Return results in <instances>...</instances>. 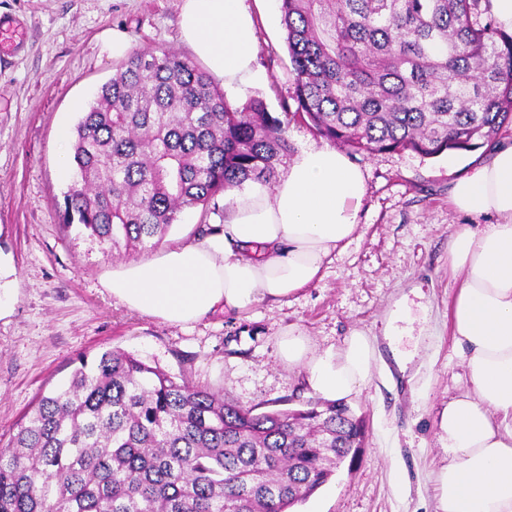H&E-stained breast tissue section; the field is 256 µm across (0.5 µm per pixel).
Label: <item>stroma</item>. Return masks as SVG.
<instances>
[{"mask_svg": "<svg viewBox=\"0 0 512 512\" xmlns=\"http://www.w3.org/2000/svg\"><path fill=\"white\" fill-rule=\"evenodd\" d=\"M182 0H0V17L24 37L0 53V447L41 396L60 390L80 359L119 349L174 377H187L251 407L294 395L313 397L304 372L288 366L278 342L307 336L313 350L342 344L354 329L371 336V382L350 401L367 440L355 464L294 512H436L434 477L445 454L440 414L465 387L449 323L459 284L448 264V237L461 224L489 223L448 203L449 173L486 150L424 158L412 151L369 156L348 151L365 177L353 241L312 285L244 310L216 308L182 328L132 312L105 286L116 259L79 224L62 219L72 174L59 167L58 131L74 128L130 51L193 53L178 17ZM257 63L265 83L226 92L243 106L262 98L273 115L295 109L284 28L257 21ZM230 192L181 214L163 239L201 240L223 223ZM405 312L395 321V308Z\"/></svg>", "mask_w": 512, "mask_h": 512, "instance_id": "stroma-1", "label": "stroma"}]
</instances>
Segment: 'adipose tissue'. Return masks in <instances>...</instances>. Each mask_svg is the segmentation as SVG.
Listing matches in <instances>:
<instances>
[{
	"mask_svg": "<svg viewBox=\"0 0 512 512\" xmlns=\"http://www.w3.org/2000/svg\"><path fill=\"white\" fill-rule=\"evenodd\" d=\"M183 0L184 41L213 79L236 90L259 85L256 11L279 16L278 0ZM366 195L364 174L329 146L301 149L274 187L250 183L229 201L224 224L203 240L166 248L112 272L113 299L139 314L187 326L218 307L245 309L318 281L336 249L352 242ZM460 212L496 216L462 225L448 257L462 279L449 312L467 388L449 400L439 441L447 462L436 475L437 512H512V141L450 182ZM311 388L344 401L369 383L374 342L352 330L340 347L317 353L306 336L278 343Z\"/></svg>",
	"mask_w": 512,
	"mask_h": 512,
	"instance_id": "1",
	"label": "adipose tissue"
}]
</instances>
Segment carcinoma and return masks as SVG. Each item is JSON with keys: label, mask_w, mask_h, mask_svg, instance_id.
Listing matches in <instances>:
<instances>
[{"label": "carcinoma", "mask_w": 512, "mask_h": 512, "mask_svg": "<svg viewBox=\"0 0 512 512\" xmlns=\"http://www.w3.org/2000/svg\"><path fill=\"white\" fill-rule=\"evenodd\" d=\"M482 0H281L295 111L233 108L178 54L133 53L74 130L64 220L106 256L271 182L291 121L355 152L470 151L512 124V34ZM343 401L255 412L121 350L82 361L0 451V512H291L365 446Z\"/></svg>", "instance_id": "obj_1"}]
</instances>
